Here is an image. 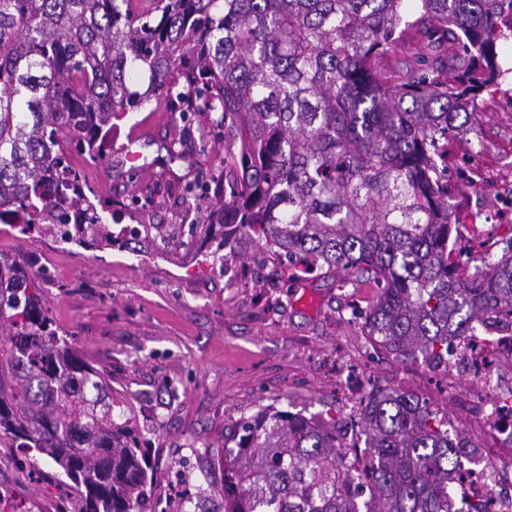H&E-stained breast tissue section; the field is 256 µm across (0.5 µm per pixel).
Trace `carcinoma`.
Listing matches in <instances>:
<instances>
[{
    "instance_id": "carcinoma-1",
    "label": "carcinoma",
    "mask_w": 512,
    "mask_h": 512,
    "mask_svg": "<svg viewBox=\"0 0 512 512\" xmlns=\"http://www.w3.org/2000/svg\"><path fill=\"white\" fill-rule=\"evenodd\" d=\"M0 0V224L88 249L122 246L85 167L106 127L166 94L218 114L220 226L302 273L367 272L369 336L406 360L512 311V237L463 280L448 248V145L498 84L512 0ZM444 52L377 75L405 38ZM148 75L147 88L130 86ZM75 144L74 164L64 143ZM180 224H144L179 239ZM105 375L55 326L38 277L0 255V436L55 463L81 512H137L153 481L139 429ZM347 426L267 408L241 423L225 512H451L468 447L420 397L378 390Z\"/></svg>"
}]
</instances>
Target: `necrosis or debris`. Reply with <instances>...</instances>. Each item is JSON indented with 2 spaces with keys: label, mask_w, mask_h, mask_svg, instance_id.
<instances>
[{
  "label": "necrosis or debris",
  "mask_w": 512,
  "mask_h": 512,
  "mask_svg": "<svg viewBox=\"0 0 512 512\" xmlns=\"http://www.w3.org/2000/svg\"><path fill=\"white\" fill-rule=\"evenodd\" d=\"M503 357L512 358V325L507 323L492 334L468 337L448 356L450 376H469L479 384L487 433L474 463L450 473L448 485L457 505L484 502L490 512H512V371L500 368Z\"/></svg>",
  "instance_id": "4bbe7bcc"
}]
</instances>
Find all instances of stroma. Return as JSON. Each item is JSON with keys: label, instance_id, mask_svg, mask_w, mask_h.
<instances>
[{"label": "stroma", "instance_id": "35a3bbf8", "mask_svg": "<svg viewBox=\"0 0 512 512\" xmlns=\"http://www.w3.org/2000/svg\"><path fill=\"white\" fill-rule=\"evenodd\" d=\"M496 51L507 74L459 117L463 132L449 146L448 208L467 228L498 236L508 226L487 219L485 185H512V36ZM208 126L204 115L184 122L152 104L113 120L109 171L103 176L93 166L86 174L120 226L207 221L216 194L197 198L189 211L176 188L219 174L224 138ZM180 138L205 141L207 150L169 160L166 147ZM471 161L481 177L467 184L455 171ZM0 255L41 279L50 315L77 356L130 403L155 470L142 512H155L161 498L224 512V463L240 421L268 406L327 421L347 416L355 400L339 387L344 372L366 369L374 388L426 399L447 414L449 430L463 432L473 447L483 444L470 382L445 387L437 367L390 353L353 319L352 308L377 300L371 274L344 285L333 272L295 278L243 233L218 265L175 242L163 250L147 241L92 250L0 224ZM77 503L53 462L32 461L0 438V512H77Z\"/></svg>", "mask_w": 512, "mask_h": 512}]
</instances>
